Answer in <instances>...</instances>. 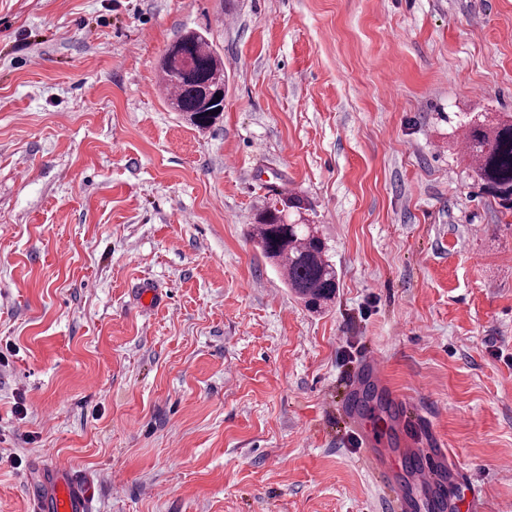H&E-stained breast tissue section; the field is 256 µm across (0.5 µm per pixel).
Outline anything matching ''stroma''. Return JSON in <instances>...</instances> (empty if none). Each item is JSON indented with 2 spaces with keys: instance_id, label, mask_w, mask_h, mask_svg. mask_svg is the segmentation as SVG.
Masks as SVG:
<instances>
[{
  "instance_id": "35a3bbf8",
  "label": "stroma",
  "mask_w": 512,
  "mask_h": 512,
  "mask_svg": "<svg viewBox=\"0 0 512 512\" xmlns=\"http://www.w3.org/2000/svg\"><path fill=\"white\" fill-rule=\"evenodd\" d=\"M189 29L224 59L205 130L144 92ZM474 112H512V0H0V512L56 461L95 512H394L347 411L369 353L407 397L385 447L443 444L457 512H512V210ZM278 192L328 241L322 311L249 237ZM463 140L473 177L503 208L512 209V115L470 116Z\"/></svg>"
}]
</instances>
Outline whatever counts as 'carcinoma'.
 Returning <instances> with one entry per match:
<instances>
[{
	"mask_svg": "<svg viewBox=\"0 0 512 512\" xmlns=\"http://www.w3.org/2000/svg\"><path fill=\"white\" fill-rule=\"evenodd\" d=\"M161 72L164 82L176 89L169 101L173 110L200 129L219 118L215 106L224 101V59L207 36L184 33L166 48ZM463 140L473 177L503 208L512 209V115L470 116ZM311 211L303 197L284 194L256 213L251 237L285 271L289 288L317 312L335 298L339 280L328 242L310 220Z\"/></svg>",
	"mask_w": 512,
	"mask_h": 512,
	"instance_id": "obj_1",
	"label": "carcinoma"
}]
</instances>
